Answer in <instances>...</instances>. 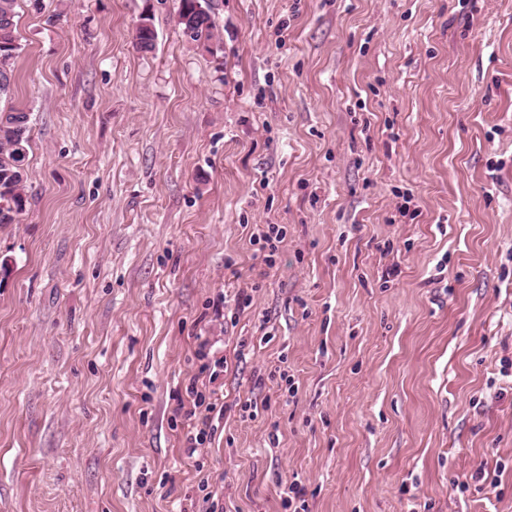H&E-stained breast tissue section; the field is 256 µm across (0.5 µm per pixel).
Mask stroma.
Here are the masks:
<instances>
[{
    "mask_svg": "<svg viewBox=\"0 0 512 512\" xmlns=\"http://www.w3.org/2000/svg\"><path fill=\"white\" fill-rule=\"evenodd\" d=\"M178 5L18 0L0 512H512V0H210L215 56ZM28 145L29 114L0 110V224H14L28 202ZM215 368L224 369V362L222 360H214L213 367L208 361L201 363L199 366L198 374L194 375L189 379L188 385L185 387V395L189 408H186L185 400L180 393H177V407L175 409V418L181 417L183 424L189 429L187 432V442L189 444V454L193 455L199 446H202L207 442L208 438L214 431L213 417L210 415L213 412H218V416L224 415V403L220 402L223 400L222 395H218L215 390L211 391V402L205 407L207 414H202L198 409L204 404L206 397L202 390L198 387L200 376L204 374L209 375V383L213 382L219 376L220 370ZM220 405L219 410L217 407Z\"/></svg>",
    "mask_w": 512,
    "mask_h": 512,
    "instance_id": "1",
    "label": "stroma"
}]
</instances>
